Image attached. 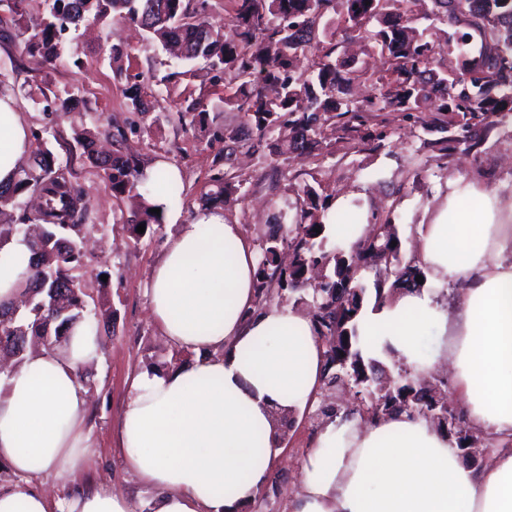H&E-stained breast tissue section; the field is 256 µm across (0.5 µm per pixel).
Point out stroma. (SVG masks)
Here are the masks:
<instances>
[{
    "mask_svg": "<svg viewBox=\"0 0 512 512\" xmlns=\"http://www.w3.org/2000/svg\"><path fill=\"white\" fill-rule=\"evenodd\" d=\"M116 44L124 50L117 65L112 62ZM336 54L346 65L362 70L359 89L375 93L380 62L370 46L362 41L342 44ZM137 74L147 91L148 107L142 113L127 111L124 105L123 90ZM0 84L13 91L30 130L42 134L32 149H48L54 164L68 166L84 192L92 225L80 271L88 309L95 313L108 306L114 312L109 327L100 331L102 357L88 367L85 379L93 443L86 479L147 502L149 492L126 470L116 425L132 374L164 371L191 360L165 341L150 314L147 295L152 268L174 227L163 225L156 236L131 243L123 222L129 199L114 197L102 170L69 150L77 130L120 129V146L139 156L145 175L156 174L164 164L179 170L178 194L167 211L184 222L202 205L224 153L225 130H237L246 144L255 133L237 112H212L204 127L187 119L195 100L208 105L223 94V82L215 80L204 62L170 56L158 42L118 19L106 26L90 22L70 29L62 58L53 68L26 54L20 44L0 39ZM36 86L44 88L45 98H28V90ZM67 97L73 98V105L60 109L59 100ZM433 119L430 112L386 111L354 131L334 119L324 128L322 150H297L281 157L263 151L235 155L230 168L247 179L248 192L227 198L224 216L241 225L253 244H260L274 215L285 214L287 223H295L299 194L304 186L316 185L322 195L344 197L350 208L365 213L368 223L394 224L405 254H413L417 225L430 221L459 177L512 200V112L470 128L468 150L460 145L438 150L435 142L443 132L433 127ZM102 271L108 274L103 283L97 278ZM323 422L313 407L289 425L271 473L276 488H264L245 512H289L300 462Z\"/></svg>",
    "mask_w": 512,
    "mask_h": 512,
    "instance_id": "35a3bbf8",
    "label": "stroma"
}]
</instances>
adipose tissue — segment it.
Masks as SVG:
<instances>
[{"instance_id": "adipose-tissue-1", "label": "adipose tissue", "mask_w": 512, "mask_h": 512, "mask_svg": "<svg viewBox=\"0 0 512 512\" xmlns=\"http://www.w3.org/2000/svg\"><path fill=\"white\" fill-rule=\"evenodd\" d=\"M31 139L11 90L0 88V185L12 183ZM424 283L360 318L365 355L418 373L450 364L470 426L492 446L478 468L429 420L328 419L301 466L291 512H512V202L458 180L417 229ZM30 254L0 240V302L21 292ZM256 253L221 208L197 209L165 241L149 280L151 314L168 344L194 357L129 381L117 436L151 512H242L267 484L287 420L321 391L323 348L306 312L258 308ZM458 290L455 309L441 301ZM434 331L425 354L420 338ZM84 324L0 373V462L17 480L0 512H135L111 488L85 489L88 390L78 372L101 357ZM55 472L53 499L31 485Z\"/></svg>"}]
</instances>
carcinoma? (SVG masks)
<instances>
[{"instance_id": "obj_1", "label": "carcinoma", "mask_w": 512, "mask_h": 512, "mask_svg": "<svg viewBox=\"0 0 512 512\" xmlns=\"http://www.w3.org/2000/svg\"><path fill=\"white\" fill-rule=\"evenodd\" d=\"M25 2L11 0L0 27L10 28L26 52L51 66L63 55L67 29L86 18L108 23L116 17L141 27L164 46L178 47L187 61H206L210 70L228 76L219 102L224 110L243 114L245 124L256 131L251 148H266L276 156L298 148L319 149L320 126L333 118L347 116L362 125L367 112H418L427 103L432 112L457 117L456 125L464 130L481 117L512 112V0H428L425 19L450 29L466 28L458 43L447 31L442 42L418 31L413 9L418 0H233L229 35L213 29L202 18L204 11L190 9L185 0H48L46 22L30 33L23 26ZM338 32L362 38L376 51L383 69L374 96L363 101L349 97L361 74L333 57ZM453 45L459 62L449 68L442 55ZM305 53L313 61L300 72L298 57ZM145 96L140 83L124 89L133 112L146 110ZM96 136L84 130L75 133L74 141L81 155L104 172L114 196L134 194L141 199L139 209L124 220L130 237L136 242L143 237L137 232L141 224L145 231L157 233L162 215L151 212L155 204L147 199L150 190L140 161L118 149L99 153ZM211 182L213 189L204 195L208 205L246 194L247 180L233 172L219 169ZM27 193L39 195L43 207L22 215L17 224H0V239L24 237L30 224L41 228L26 236L32 257L22 288L30 305L18 315L0 309V353L18 361L33 340L57 342L75 323H87L94 333L99 330V320L87 314V293L74 274L82 260L76 241L90 228L82 190L62 168H50L39 153L20 165L12 188H0V214L15 208ZM327 210L316 188L306 187L296 223L275 225L261 244L258 295L267 296L275 287L297 293V301L312 306L317 337L339 331L338 343L324 346L323 386H349L355 399L370 400L367 408L358 409L359 415L371 420L402 412L423 417L436 384L444 381L431 382L404 368L390 388H381L379 372L384 367L363 355L358 323L367 301L377 305L401 288L418 286L416 276L424 275L423 268L413 258L403 260L402 243L392 224L382 225L364 251L353 244L327 247ZM371 257L384 263L389 277L369 285L361 271ZM320 262L329 268L328 282L306 284L307 271ZM448 415L456 423L448 435L457 448L488 447L477 429L463 425L451 409Z\"/></svg>"}]
</instances>
